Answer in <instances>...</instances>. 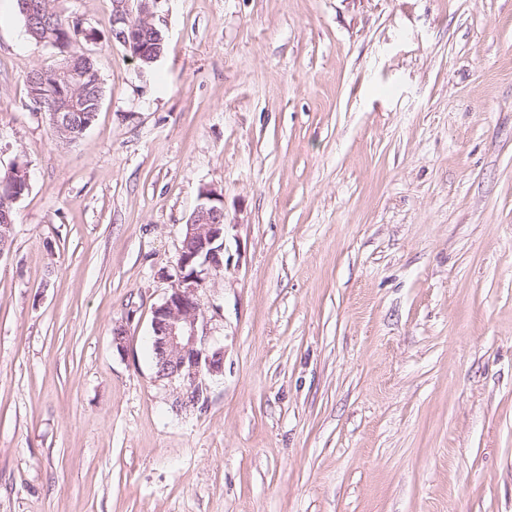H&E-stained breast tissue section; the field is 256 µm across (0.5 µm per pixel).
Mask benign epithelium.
<instances>
[{
    "mask_svg": "<svg viewBox=\"0 0 512 512\" xmlns=\"http://www.w3.org/2000/svg\"><path fill=\"white\" fill-rule=\"evenodd\" d=\"M128 2L112 0V41L123 45L133 57L155 63L162 56L160 45L165 43V37L156 31L152 21V0H138V15L146 23L140 30L130 26L133 16ZM54 48L61 50L62 60L52 67L36 69L30 75L33 85L59 90L86 79L102 84L90 56L78 64L67 56L62 44L56 43ZM224 221V195L211 188L202 189L199 203L185 224L182 245L200 240L207 254L195 272L187 276L181 271L183 252H178L175 273L168 275V294L152 312L151 339L158 360L155 376L168 382L175 404L181 407L198 403V394L205 388L204 376H219L224 370V348L218 345L211 327L213 321L224 319L223 307L211 304L208 315L201 304V292L215 286L225 271Z\"/></svg>",
    "mask_w": 512,
    "mask_h": 512,
    "instance_id": "benign-epithelium-1",
    "label": "benign epithelium"
}]
</instances>
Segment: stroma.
<instances>
[{
  "label": "stroma",
  "instance_id": "obj_1",
  "mask_svg": "<svg viewBox=\"0 0 512 512\" xmlns=\"http://www.w3.org/2000/svg\"><path fill=\"white\" fill-rule=\"evenodd\" d=\"M56 6L104 97L57 141L0 0V512H512V0H153L146 73L112 0ZM205 187L224 374L177 408L152 311ZM0 184H5L6 187H12L14 189V191L8 192L2 188L0 192V212L7 211L9 215L8 216L6 213L0 215V222L3 225L11 224L12 222L14 226L15 205L28 192L29 187L22 182V176L14 169L0 176Z\"/></svg>",
  "mask_w": 512,
  "mask_h": 512
}]
</instances>
